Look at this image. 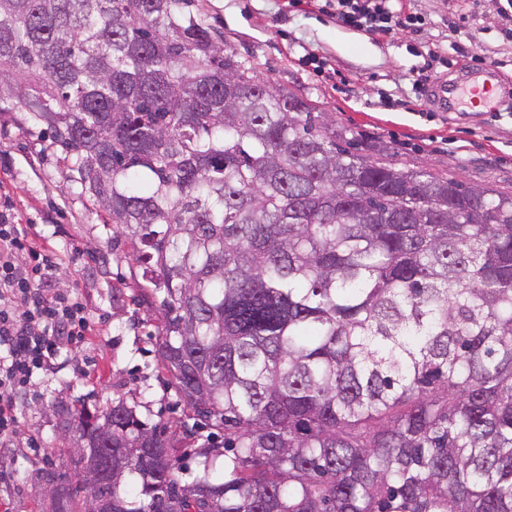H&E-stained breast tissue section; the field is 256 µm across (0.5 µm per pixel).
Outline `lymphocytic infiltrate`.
Wrapping results in <instances>:
<instances>
[{"label": "lymphocytic infiltrate", "instance_id": "lymphocytic-infiltrate-1", "mask_svg": "<svg viewBox=\"0 0 512 512\" xmlns=\"http://www.w3.org/2000/svg\"><path fill=\"white\" fill-rule=\"evenodd\" d=\"M337 20L367 33L418 26L419 16H401L396 0H325ZM55 251L39 245L30 227L0 211V447L17 442L20 393L37 374L54 371L64 346L90 331L75 291L54 289Z\"/></svg>", "mask_w": 512, "mask_h": 512}]
</instances>
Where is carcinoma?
I'll return each mask as SVG.
<instances>
[{"instance_id":"obj_1","label":"carcinoma","mask_w":512,"mask_h":512,"mask_svg":"<svg viewBox=\"0 0 512 512\" xmlns=\"http://www.w3.org/2000/svg\"><path fill=\"white\" fill-rule=\"evenodd\" d=\"M1 112L154 274L206 432L185 485L166 425L56 406L54 512H512V192L365 154L187 0H0Z\"/></svg>"}]
</instances>
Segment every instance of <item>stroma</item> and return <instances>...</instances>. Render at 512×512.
<instances>
[{
  "instance_id": "stroma-1",
  "label": "stroma",
  "mask_w": 512,
  "mask_h": 512,
  "mask_svg": "<svg viewBox=\"0 0 512 512\" xmlns=\"http://www.w3.org/2000/svg\"><path fill=\"white\" fill-rule=\"evenodd\" d=\"M420 30L369 34L337 22L317 0H190L268 83L292 91L356 134L375 157L399 166L512 192V112H474L435 103L433 70L455 81L479 62L512 87V0H400ZM479 46H472L469 35ZM69 157L25 113L0 114V205L55 249L95 333L64 348L55 373L37 377L19 416V448L0 472L11 512H49L41 471L74 472L56 405L103 409L113 399L147 406L149 422L180 432L188 409L159 361L161 317L142 293L150 284L130 243L73 180Z\"/></svg>"
}]
</instances>
